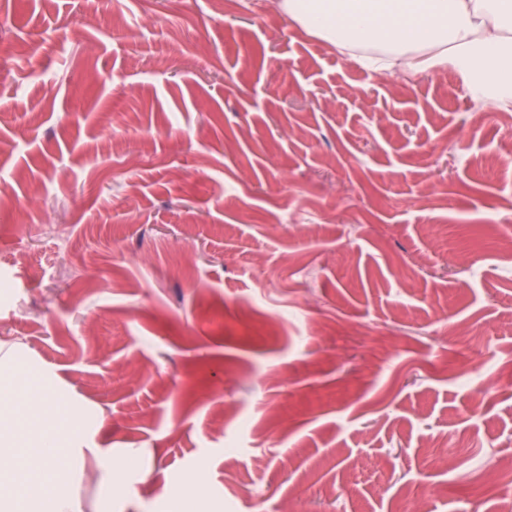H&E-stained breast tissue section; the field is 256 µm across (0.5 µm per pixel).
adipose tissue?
Returning a JSON list of instances; mask_svg holds the SVG:
<instances>
[{
  "mask_svg": "<svg viewBox=\"0 0 512 512\" xmlns=\"http://www.w3.org/2000/svg\"><path fill=\"white\" fill-rule=\"evenodd\" d=\"M307 33L345 51L385 47L364 68L395 76L452 69L470 96L512 109V0H278Z\"/></svg>",
  "mask_w": 512,
  "mask_h": 512,
  "instance_id": "1",
  "label": "adipose tissue"
}]
</instances>
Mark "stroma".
Instances as JSON below:
<instances>
[{"label":"stroma","mask_w":512,"mask_h":512,"mask_svg":"<svg viewBox=\"0 0 512 512\" xmlns=\"http://www.w3.org/2000/svg\"><path fill=\"white\" fill-rule=\"evenodd\" d=\"M0 52V343L102 417L83 512H409L421 468L469 512L512 456V111L269 0H0Z\"/></svg>","instance_id":"35a3bbf8"}]
</instances>
